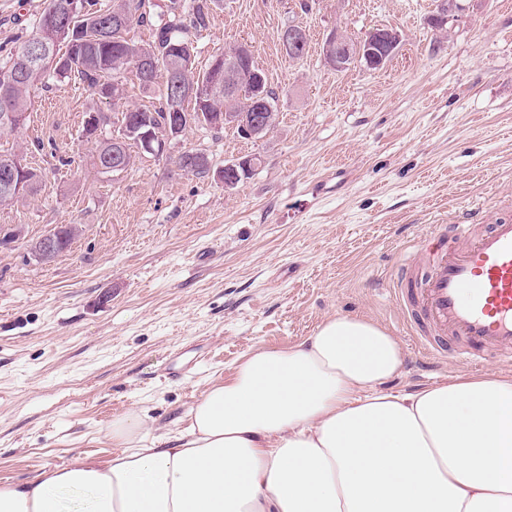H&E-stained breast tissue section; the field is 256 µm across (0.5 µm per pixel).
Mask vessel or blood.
Returning <instances> with one entry per match:
<instances>
[{
    "instance_id": "b4317fda",
    "label": "vessel or blood",
    "mask_w": 512,
    "mask_h": 512,
    "mask_svg": "<svg viewBox=\"0 0 512 512\" xmlns=\"http://www.w3.org/2000/svg\"><path fill=\"white\" fill-rule=\"evenodd\" d=\"M409 252L396 299L429 354L512 364V219L436 224Z\"/></svg>"
}]
</instances>
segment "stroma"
I'll return each instance as SVG.
<instances>
[{
    "label": "stroma",
    "instance_id": "35a3bbf8",
    "mask_svg": "<svg viewBox=\"0 0 512 512\" xmlns=\"http://www.w3.org/2000/svg\"><path fill=\"white\" fill-rule=\"evenodd\" d=\"M224 0L192 33L195 66L252 45L278 98L263 138L195 126L173 153L214 168L260 163L236 188L136 157L101 173L83 117L108 110L76 81L38 90L10 142L40 174L36 191L0 206V486L79 456L108 458L109 427L137 407L153 437L188 424L203 391L256 347L287 348L334 316L371 320L404 353L385 390L500 370L437 364L419 348L392 289L409 245L431 225L482 208L512 216V0ZM43 0H0V56L31 32ZM306 29L288 57L279 31ZM394 28L400 44L377 70L324 60L336 31ZM61 224L83 228L46 264L31 244Z\"/></svg>",
    "mask_w": 512,
    "mask_h": 512
}]
</instances>
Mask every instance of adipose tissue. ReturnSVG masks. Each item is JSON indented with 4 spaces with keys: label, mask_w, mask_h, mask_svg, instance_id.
Here are the masks:
<instances>
[{
    "label": "adipose tissue",
    "mask_w": 512,
    "mask_h": 512,
    "mask_svg": "<svg viewBox=\"0 0 512 512\" xmlns=\"http://www.w3.org/2000/svg\"><path fill=\"white\" fill-rule=\"evenodd\" d=\"M402 365L378 324L330 318L253 350L178 435L130 409L110 458L0 487V512H512V374L384 391Z\"/></svg>",
    "instance_id": "1"
}]
</instances>
